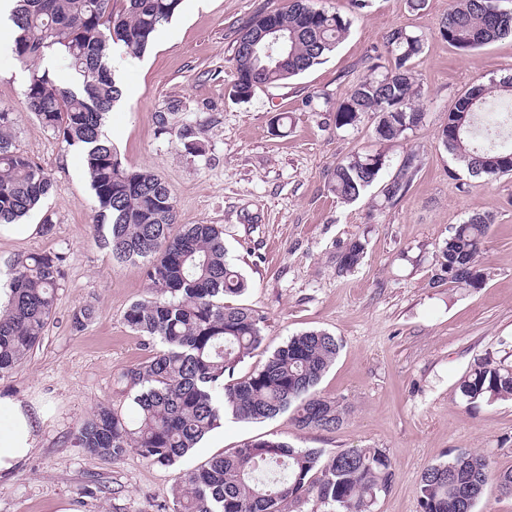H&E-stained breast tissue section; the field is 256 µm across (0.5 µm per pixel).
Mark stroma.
Returning <instances> with one entry per match:
<instances>
[{"label":"stroma","mask_w":512,"mask_h":512,"mask_svg":"<svg viewBox=\"0 0 512 512\" xmlns=\"http://www.w3.org/2000/svg\"><path fill=\"white\" fill-rule=\"evenodd\" d=\"M286 0H183L181 10L138 59L113 52L124 96L107 120L122 160L147 168L169 185L183 224H214L224 232L227 260L247 279L237 304L265 318L262 345L237 375L261 368L289 336L324 330L340 352L318 390L346 410L333 431L301 430L283 413L261 422L225 421L187 456L161 466L127 452L114 461L90 454L78 439L99 405L127 406L114 384L123 369L146 359L150 345L123 316L145 298L141 263L117 264L92 234L91 191L80 153L45 129L23 104L26 70L0 55V108L15 116L17 147L51 176L50 233L0 230V269L32 253H62L65 277L40 344L9 375L0 396L38 400L49 417L37 447L14 472L0 477V512H172L181 478L213 456L270 437L332 455L381 448L395 480L375 512H421L418 484L429 464L450 451L487 456L491 478L476 512H512L496 476L512 470V401L468 404L462 376L475 360L512 366V175L474 177L456 165L438 131L476 79L512 76V38L468 53L438 34L448 0H312L352 26L322 64L286 84L257 89L245 102L232 97L238 32L265 9ZM404 27L425 37L412 62L425 119L406 139L384 145L365 114L352 129H336L334 110L385 55L387 32ZM201 123L204 150L188 153L168 133ZM385 150L389 163L358 200L346 202L328 186L337 162L362 150ZM419 172L405 197L385 201L380 185L408 155ZM477 213L494 216L482 256L484 277L474 287L432 286L438 251L453 228ZM365 252L351 272L336 258L354 239ZM93 318L75 330V309Z\"/></svg>","instance_id":"stroma-1"}]
</instances>
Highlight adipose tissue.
I'll return each mask as SVG.
<instances>
[{"instance_id":"ef3b65f1","label":"adipose tissue","mask_w":512,"mask_h":512,"mask_svg":"<svg viewBox=\"0 0 512 512\" xmlns=\"http://www.w3.org/2000/svg\"><path fill=\"white\" fill-rule=\"evenodd\" d=\"M47 419L38 401L0 397V474L12 472L29 457Z\"/></svg>"}]
</instances>
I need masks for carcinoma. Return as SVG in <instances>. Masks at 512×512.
<instances>
[{
    "mask_svg": "<svg viewBox=\"0 0 512 512\" xmlns=\"http://www.w3.org/2000/svg\"><path fill=\"white\" fill-rule=\"evenodd\" d=\"M122 5H117V2ZM501 0H452L440 36L469 52L512 36V11ZM182 0H20L13 11V52L27 65V112L69 147L80 150L92 193L94 235L120 262L144 260L150 295L126 310L124 321L159 348L147 360L123 369L115 385L135 407V416L102 404L79 429L90 453L115 460L134 449L148 461L169 466L225 420L253 421L288 412L301 430H334L344 421L339 403L317 391L340 350L324 330L288 338L262 369L236 378L238 365L264 340L265 319L251 308L228 305L247 280L226 260L223 230L214 224L178 223L168 185L154 171L126 166L107 131L106 120L123 96L110 64L112 49L142 57L157 31L179 12ZM282 27L286 49L271 56L251 50L264 23ZM350 20L316 9L311 0L255 15L240 28L233 62L232 95L251 97L263 85L281 84L307 71L344 38ZM384 46L393 65L367 74L336 107L338 129L376 115L380 141L395 142L419 127L425 113L411 62L423 37L391 29ZM62 59L77 78L74 87L40 65ZM14 113L0 109V224H17L42 209L52 181L14 144ZM190 153L203 151L195 126L168 128ZM441 144L474 176L512 175V78L496 86L474 82L441 127ZM382 151L357 153L337 163L329 185L344 201L358 199L386 165ZM417 171L415 156L382 188L386 201L404 197ZM492 224L476 214L455 227L439 248L440 271L453 284L475 286L482 278L479 257ZM364 253L355 239L339 255L338 272H349ZM65 256L32 254L10 265V299L0 310V376L11 373L44 335L64 279ZM460 391L466 401L512 398V369L489 358L471 366ZM486 457L460 451L428 466L418 493L422 512H475L489 476ZM395 471L379 448H352L324 457L317 448H297L268 438L247 442L184 474L173 512H289L310 496L329 512H374Z\"/></svg>",
    "mask_w": 512,
    "mask_h": 512,
    "instance_id": "carcinoma-1",
    "label": "carcinoma"
}]
</instances>
